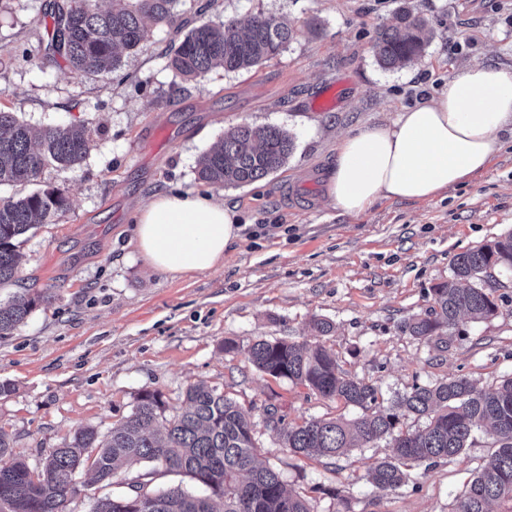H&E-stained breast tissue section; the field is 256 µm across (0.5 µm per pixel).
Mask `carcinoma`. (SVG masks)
Masks as SVG:
<instances>
[{"instance_id": "cac0c4a2", "label": "carcinoma", "mask_w": 512, "mask_h": 512, "mask_svg": "<svg viewBox=\"0 0 512 512\" xmlns=\"http://www.w3.org/2000/svg\"><path fill=\"white\" fill-rule=\"evenodd\" d=\"M176 0H112L103 10L97 0H67L57 8L50 49L77 73H107L120 62V51L136 50L148 39L146 22L174 25ZM428 23L403 7L396 24L379 27L373 46L380 66L399 69L421 56L428 45ZM295 29L263 13L246 23H204L188 30L169 57V66L186 80L213 69L249 70L280 54ZM93 147L85 125H50L34 132L16 113L0 107V186L29 182L45 167L74 169ZM294 143L274 125L241 124L224 133L200 161L198 180L221 187H241L281 169ZM67 198L45 189L17 199L0 200V286L19 272L20 238L68 210ZM512 272V231L453 258L452 276L430 289L431 305L401 324V330L429 344L462 334L461 320H487L499 305L482 283L492 271ZM41 296L19 294L0 304V336L22 325ZM249 360L261 373L300 384L314 394L362 410L352 421L343 417L267 424L291 453L335 460L351 449L391 439L393 456L369 464L367 475L382 494L407 479L404 466H434L469 447L485 431L494 451L458 500L456 512H491V503L512 502V375L493 387L477 386L466 376L433 385H415L389 405L378 404L375 384L351 375L332 350L285 340L255 341ZM186 406L165 417L158 390H144L131 414L105 436L92 426L78 428L71 440L52 449L41 468L13 452L0 429V512H66L76 493L75 472L82 468L99 482H110L122 466L148 462L184 474L206 487L196 496L181 487L152 493L107 497L92 512H316L310 502L287 490L279 474L259 462L253 423L224 393L203 384L189 386ZM408 416L425 419L423 427L402 428Z\"/></svg>"}]
</instances>
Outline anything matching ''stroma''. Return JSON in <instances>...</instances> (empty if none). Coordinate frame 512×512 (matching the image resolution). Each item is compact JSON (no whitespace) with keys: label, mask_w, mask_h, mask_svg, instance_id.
I'll return each instance as SVG.
<instances>
[{"label":"stroma","mask_w":512,"mask_h":512,"mask_svg":"<svg viewBox=\"0 0 512 512\" xmlns=\"http://www.w3.org/2000/svg\"><path fill=\"white\" fill-rule=\"evenodd\" d=\"M53 3L0 0V106L36 129L84 123L94 137L73 171L49 166L34 181L0 186V200L49 187L69 200L63 216L27 233L19 281L0 288L4 302L24 288L45 297L0 337V426L15 452L37 465L79 427L107 433L144 390L161 391L175 409L189 385L204 383L249 413L262 461L318 512H455L492 452L486 435L460 457L377 493L366 464L390 454L388 440L333 463L291 454L267 427L265 406H280L291 421L360 411L260 373L248 350L260 339L312 342L310 321L325 318L335 330L323 344L387 401L416 383L466 376L490 387L512 374V273L490 281L498 315L463 322L448 348L399 329L430 305L432 286L448 280L457 254L512 230V134L502 133L504 147L486 171L429 201L382 199L349 216L329 199L326 180L345 134L395 119L417 105L419 91L436 97L454 70L512 69V0H178L188 29L263 12L298 30L260 67L215 69L192 81L168 65L174 29L154 25L115 71L73 73L47 48ZM403 5L426 18L430 42L418 60L386 70L373 43ZM331 88L335 109L315 111ZM243 123L288 131L294 150L285 166L242 187L198 181L203 154ZM188 190L237 207L242 238L220 268L153 271L136 247L137 211L157 193ZM229 341L235 352H225ZM142 475L152 490L198 489L145 462L109 484L79 472L66 510L91 512Z\"/></svg>","instance_id":"1"}]
</instances>
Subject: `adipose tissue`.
Wrapping results in <instances>:
<instances>
[{
    "label": "adipose tissue",
    "instance_id": "ef3b65f1",
    "mask_svg": "<svg viewBox=\"0 0 512 512\" xmlns=\"http://www.w3.org/2000/svg\"><path fill=\"white\" fill-rule=\"evenodd\" d=\"M511 127L512 70L459 69L432 102L345 135L328 196L354 216L381 199H433L487 169L503 147L501 132ZM240 233L236 209L198 193L156 194L137 215L139 251L164 273L223 266L225 250Z\"/></svg>",
    "mask_w": 512,
    "mask_h": 512
}]
</instances>
